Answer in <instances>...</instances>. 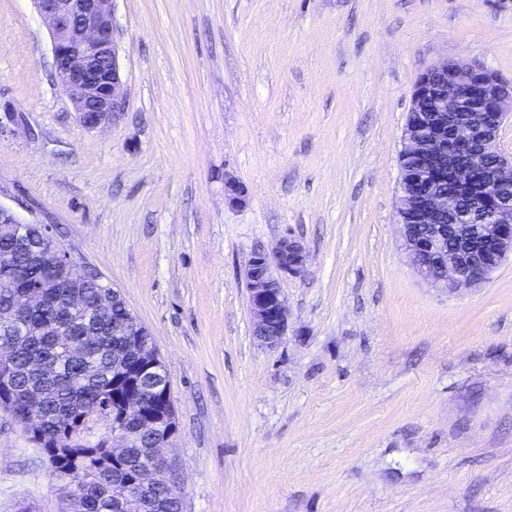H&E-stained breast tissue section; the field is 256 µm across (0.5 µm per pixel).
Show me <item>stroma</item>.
Returning <instances> with one entry per match:
<instances>
[{
  "label": "stroma",
  "instance_id": "stroma-1",
  "mask_svg": "<svg viewBox=\"0 0 512 512\" xmlns=\"http://www.w3.org/2000/svg\"><path fill=\"white\" fill-rule=\"evenodd\" d=\"M113 25L127 108L89 132L32 0H0V203L152 332L187 512H512V257L448 297L396 214L419 77L512 81V0H115ZM287 234L310 262L269 350L245 269ZM23 505L65 499L0 410V512Z\"/></svg>",
  "mask_w": 512,
  "mask_h": 512
}]
</instances>
